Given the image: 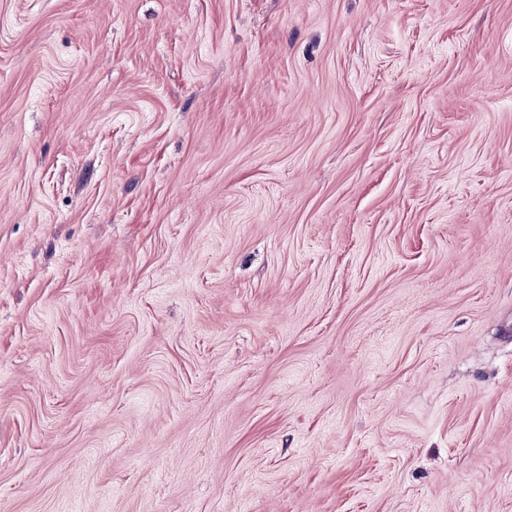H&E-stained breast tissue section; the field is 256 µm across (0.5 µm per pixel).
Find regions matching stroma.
I'll use <instances>...</instances> for the list:
<instances>
[{"label": "stroma", "mask_w": 512, "mask_h": 512, "mask_svg": "<svg viewBox=\"0 0 512 512\" xmlns=\"http://www.w3.org/2000/svg\"><path fill=\"white\" fill-rule=\"evenodd\" d=\"M0 512H512V0H0Z\"/></svg>", "instance_id": "1"}]
</instances>
